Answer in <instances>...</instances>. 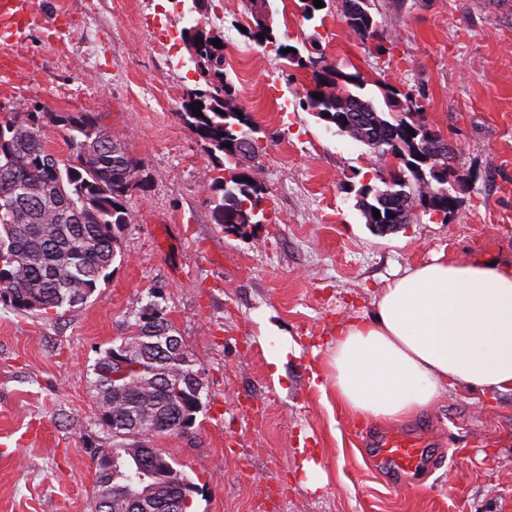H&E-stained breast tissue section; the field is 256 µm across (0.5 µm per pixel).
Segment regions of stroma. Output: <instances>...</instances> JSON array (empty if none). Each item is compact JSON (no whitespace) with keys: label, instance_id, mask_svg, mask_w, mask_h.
<instances>
[{"label":"stroma","instance_id":"35a3bbf8","mask_svg":"<svg viewBox=\"0 0 512 512\" xmlns=\"http://www.w3.org/2000/svg\"><path fill=\"white\" fill-rule=\"evenodd\" d=\"M269 3L281 43L317 39L336 66L362 74L376 105L382 84L412 92L459 150L454 214L383 236L366 224L356 201L375 174L368 147L300 108L305 72L239 34L244 0L198 11L193 0H34L25 43L0 42L14 70L0 107L41 106L42 135L62 159L53 114L95 113L139 160L142 186L126 199L132 222L112 274L85 305L63 315L0 305V512H92L95 458L112 436L91 368L153 303L205 383L194 427L152 441L196 486L187 512H512L511 391L458 387L403 421L426 434L435 465L401 480L364 444L377 422L329 407L310 376L336 323L370 313L394 274L439 252L512 262V0H374L379 33L398 37L382 57L336 2L312 21L295 0ZM196 23L223 30L228 77L257 125L261 224L216 223L208 185L219 170L179 117L198 81L181 33ZM271 74L287 103L269 96ZM307 460L321 487L306 484Z\"/></svg>","mask_w":512,"mask_h":512}]
</instances>
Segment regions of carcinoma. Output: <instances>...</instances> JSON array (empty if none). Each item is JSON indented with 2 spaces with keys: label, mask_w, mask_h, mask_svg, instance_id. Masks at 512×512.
<instances>
[{
  "label": "carcinoma",
  "mask_w": 512,
  "mask_h": 512,
  "mask_svg": "<svg viewBox=\"0 0 512 512\" xmlns=\"http://www.w3.org/2000/svg\"><path fill=\"white\" fill-rule=\"evenodd\" d=\"M346 2L341 16L353 35L364 40L376 36L371 0ZM246 6L252 18L246 27L248 39L278 52L289 48L270 21L269 0H246ZM182 39L194 41L202 83L185 90L179 116L216 166L224 168V161L238 158L226 144L252 137L253 117L235 103L224 72V49L211 43L224 40V32L195 41L186 28ZM283 57L309 76L299 101L302 109L322 113L333 122L338 117L355 121L346 135L366 145L377 161L397 160L395 170L375 169V180L393 196L394 210H400L401 196L422 192L428 182L438 191L433 164L417 152L432 126L417 122L409 96L401 100L396 90L383 86V111L351 91L363 86L359 72L343 70L316 49L305 55L297 49ZM315 93L319 98L313 97ZM40 119L37 111L0 114V302L23 312L62 315L86 303L108 280L119 234L132 221L125 199L140 186V166L121 140L97 126L90 112L54 115L70 150L69 158L60 159L48 150ZM258 171L255 165H236L212 180L208 189L218 197L216 223L224 224L227 216L241 224L254 221V202L266 195ZM134 326V334L127 337L129 375L120 376L123 368L112 360L111 346L92 365L99 420L115 439L113 447L97 456L94 512L132 509L127 472L141 463L158 471L144 507L168 512L169 501L179 491L171 484V475L179 469L165 452L146 443L182 432L180 392L186 378L195 377L199 392L205 387L192 355L169 343L173 327L167 317L149 326L139 319Z\"/></svg>",
  "instance_id": "carcinoma-1"
}]
</instances>
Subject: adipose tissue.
<instances>
[{
	"mask_svg": "<svg viewBox=\"0 0 512 512\" xmlns=\"http://www.w3.org/2000/svg\"><path fill=\"white\" fill-rule=\"evenodd\" d=\"M312 378L344 413L388 423L457 387L512 391V266L441 252L405 269L371 313L337 326Z\"/></svg>",
	"mask_w": 512,
	"mask_h": 512,
	"instance_id": "1",
	"label": "adipose tissue"
}]
</instances>
